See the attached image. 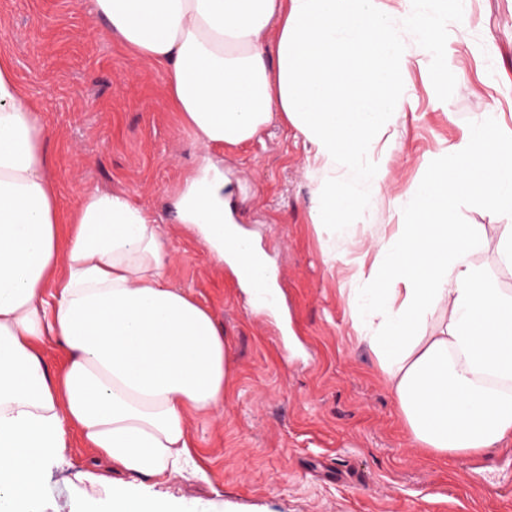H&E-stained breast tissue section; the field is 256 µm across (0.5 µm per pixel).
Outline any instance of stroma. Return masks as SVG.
<instances>
[{"label":"stroma","mask_w":512,"mask_h":512,"mask_svg":"<svg viewBox=\"0 0 512 512\" xmlns=\"http://www.w3.org/2000/svg\"><path fill=\"white\" fill-rule=\"evenodd\" d=\"M383 5L397 34L407 12L439 15L448 84L438 90L420 55L409 53L398 88L410 101L394 137L376 142L388 159L382 189L361 179V159L324 171L310 142L278 118L224 149L236 221L255 233L275 269L280 305L267 314L172 219L174 194L199 149L172 108L165 74L112 34L87 0H0V52L12 57L53 133L47 151L62 210L88 190L129 194L163 226L169 285L224 330L232 370L224 402L187 417L203 475L171 480L164 493L216 503L220 512H512V447L448 456L417 447L359 338L350 299L355 275L374 261V232L414 223L425 164L452 163V146L475 118L512 133V0H460L444 13L435 0ZM331 185L363 200L343 231L314 216L316 189ZM452 221L493 239L512 212L463 195ZM89 456L75 435L67 456L49 465L48 512H92L73 479Z\"/></svg>","instance_id":"obj_1"}]
</instances>
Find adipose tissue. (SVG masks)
I'll use <instances>...</instances> for the list:
<instances>
[{
	"label": "adipose tissue",
	"instance_id": "ef3b65f1",
	"mask_svg": "<svg viewBox=\"0 0 512 512\" xmlns=\"http://www.w3.org/2000/svg\"><path fill=\"white\" fill-rule=\"evenodd\" d=\"M113 33L165 73L169 96L195 133L197 166L173 202L215 260L248 294L221 150L275 118L289 120L324 166L367 158L386 171L373 138L403 112L397 68L406 40L436 87L447 83L436 19L388 30L382 0H90ZM277 62L268 65L266 44ZM38 106L0 56V512H43L44 473L64 457L71 428L91 461L77 469L104 512H178L152 494L194 462L188 414L224 401L228 347L213 315L169 287L161 227L122 193L86 192L58 206ZM452 166L428 167L416 187L419 220L381 240L359 273L354 315L385 373L413 440L439 455L512 443V290L474 262L475 233L451 221L462 195L512 211V158L494 127L476 120L452 148ZM441 319L435 333L424 325ZM66 352L57 375L45 344Z\"/></svg>",
	"mask_w": 512,
	"mask_h": 512
}]
</instances>
